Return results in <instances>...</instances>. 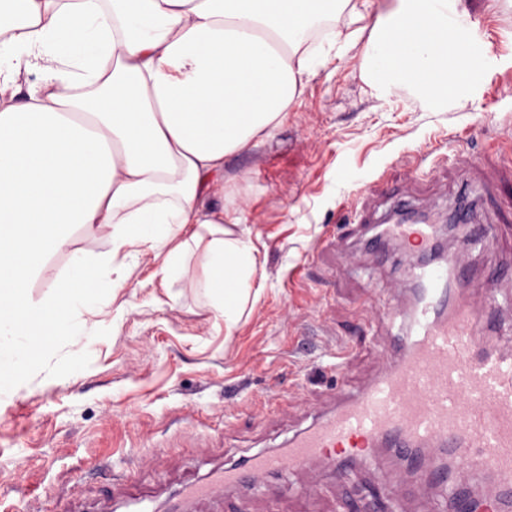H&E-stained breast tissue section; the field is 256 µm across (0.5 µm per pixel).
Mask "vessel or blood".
Wrapping results in <instances>:
<instances>
[{"label": "vessel or blood", "mask_w": 512, "mask_h": 512, "mask_svg": "<svg viewBox=\"0 0 512 512\" xmlns=\"http://www.w3.org/2000/svg\"><path fill=\"white\" fill-rule=\"evenodd\" d=\"M379 234L417 242L424 256L434 251L431 224H388ZM410 279V323L396 339V358L369 385L296 432L287 453L254 454L225 469L222 479L182 490L171 512H196L226 486L286 468L325 461L339 473L376 448L447 449L474 480L491 478L498 486L470 512H512V356L474 333L480 318L499 311V299L479 291L459 258L448 267L423 263Z\"/></svg>", "instance_id": "vessel-or-blood-1"}]
</instances>
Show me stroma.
I'll list each match as a JSON object with an SVG mask.
<instances>
[{
	"label": "stroma",
	"mask_w": 512,
	"mask_h": 512,
	"mask_svg": "<svg viewBox=\"0 0 512 512\" xmlns=\"http://www.w3.org/2000/svg\"><path fill=\"white\" fill-rule=\"evenodd\" d=\"M485 49L471 99L427 107L414 93H372L340 51L310 79L300 104L255 151L224 167V204L260 250L233 334L186 278L163 281L152 255L116 259L123 286L110 311L88 315L85 347L42 350L16 394L0 396V498L41 512L111 501L118 475L165 497L244 456L285 448L333 396L366 386L392 355L393 324L371 311L406 283L416 255L370 242L337 251L338 228L370 200L440 224L460 198L493 243L466 257L489 293H512L493 268L512 265V0H470ZM385 448L330 478L313 466L226 489L201 512H449L435 488Z\"/></svg>",
	"instance_id": "obj_1"
}]
</instances>
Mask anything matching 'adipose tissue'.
Wrapping results in <instances>:
<instances>
[{
    "instance_id": "obj_1",
    "label": "adipose tissue",
    "mask_w": 512,
    "mask_h": 512,
    "mask_svg": "<svg viewBox=\"0 0 512 512\" xmlns=\"http://www.w3.org/2000/svg\"><path fill=\"white\" fill-rule=\"evenodd\" d=\"M0 0V395L34 351L92 333L118 256L153 254L236 329L259 250L217 200L224 165L283 124L336 47L381 91L472 97L468 0ZM39 77L19 89L20 71ZM102 237L105 250H72ZM62 275L27 293L47 257Z\"/></svg>"
}]
</instances>
